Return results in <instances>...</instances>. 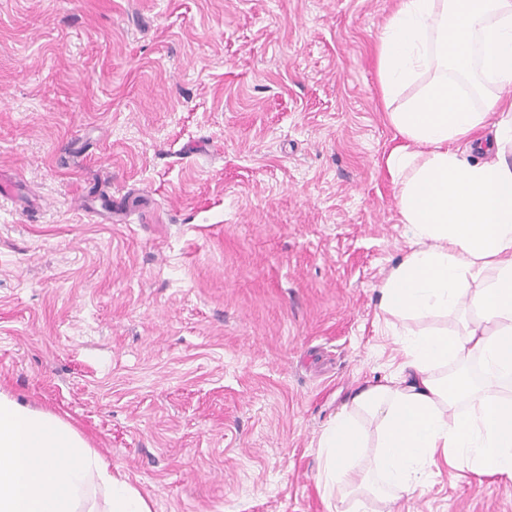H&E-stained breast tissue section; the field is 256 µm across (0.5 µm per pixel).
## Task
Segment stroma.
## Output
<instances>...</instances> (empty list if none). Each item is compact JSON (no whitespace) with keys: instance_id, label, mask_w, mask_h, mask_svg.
Returning a JSON list of instances; mask_svg holds the SVG:
<instances>
[{"instance_id":"obj_1","label":"stroma","mask_w":512,"mask_h":512,"mask_svg":"<svg viewBox=\"0 0 512 512\" xmlns=\"http://www.w3.org/2000/svg\"><path fill=\"white\" fill-rule=\"evenodd\" d=\"M397 0H0V390L153 512H330L319 436L393 371ZM371 512H512L433 468Z\"/></svg>"}]
</instances>
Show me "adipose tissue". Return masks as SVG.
<instances>
[{
    "label": "adipose tissue",
    "instance_id": "ef3b65f1",
    "mask_svg": "<svg viewBox=\"0 0 512 512\" xmlns=\"http://www.w3.org/2000/svg\"><path fill=\"white\" fill-rule=\"evenodd\" d=\"M378 78L401 139L386 166L409 233L380 306L472 316L457 331L404 339L397 368L321 432L323 493L359 508L367 495L411 497L440 461L512 482V0H398ZM367 421L376 451L361 467ZM0 512L153 508L68 422L0 392Z\"/></svg>",
    "mask_w": 512,
    "mask_h": 512
}]
</instances>
